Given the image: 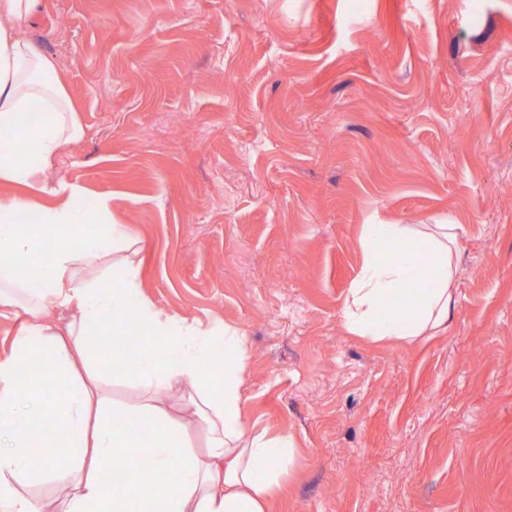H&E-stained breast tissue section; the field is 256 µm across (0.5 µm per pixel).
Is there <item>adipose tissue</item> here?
I'll return each mask as SVG.
<instances>
[{
	"label": "adipose tissue",
	"instance_id": "obj_1",
	"mask_svg": "<svg viewBox=\"0 0 512 512\" xmlns=\"http://www.w3.org/2000/svg\"><path fill=\"white\" fill-rule=\"evenodd\" d=\"M44 8V0H0V184L16 189L0 195V321L19 323L0 358V512H269L293 443L243 420L244 332L225 328L224 363L215 365L209 328L142 294L138 242L113 223L108 201L87 203L53 173L84 128L54 63L24 33ZM35 104L38 121L29 118ZM458 231L364 225L346 328L406 342L447 328ZM117 264L124 271L115 277ZM33 356L41 371L27 370ZM108 371L135 379L137 398H111ZM46 372L55 379L49 393ZM175 395L204 428L205 454L183 435ZM117 468L123 488L106 493L101 476ZM21 479L65 494L44 500L18 487Z\"/></svg>",
	"mask_w": 512,
	"mask_h": 512
}]
</instances>
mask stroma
Listing matches in <instances>:
<instances>
[{"label":"stroma","mask_w":512,"mask_h":512,"mask_svg":"<svg viewBox=\"0 0 512 512\" xmlns=\"http://www.w3.org/2000/svg\"><path fill=\"white\" fill-rule=\"evenodd\" d=\"M81 106L60 178L108 199L142 289L291 436L272 512H512V0H46ZM460 225L453 318L351 335L366 224Z\"/></svg>","instance_id":"obj_1"}]
</instances>
